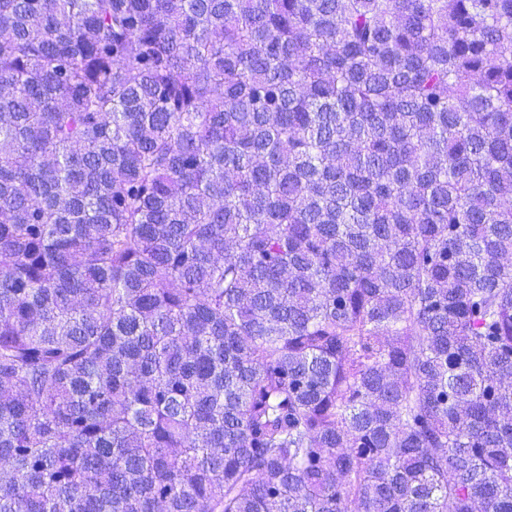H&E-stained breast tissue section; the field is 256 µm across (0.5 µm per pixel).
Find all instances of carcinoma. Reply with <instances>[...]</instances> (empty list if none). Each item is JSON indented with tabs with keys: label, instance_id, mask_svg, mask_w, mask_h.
<instances>
[{
	"label": "carcinoma",
	"instance_id": "obj_1",
	"mask_svg": "<svg viewBox=\"0 0 512 512\" xmlns=\"http://www.w3.org/2000/svg\"><path fill=\"white\" fill-rule=\"evenodd\" d=\"M0 512H512V0H0Z\"/></svg>",
	"mask_w": 512,
	"mask_h": 512
}]
</instances>
